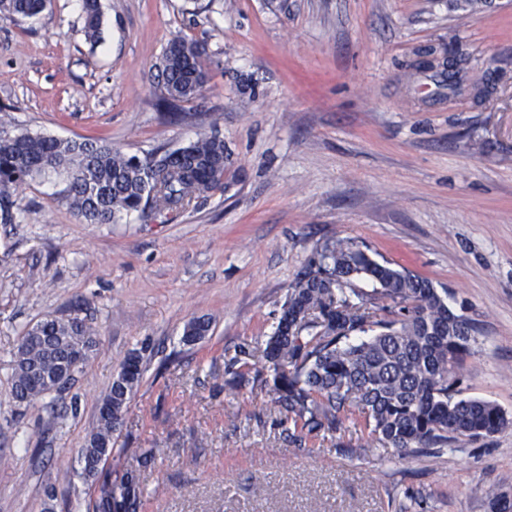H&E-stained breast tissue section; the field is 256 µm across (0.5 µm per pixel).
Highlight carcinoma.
Masks as SVG:
<instances>
[{
  "mask_svg": "<svg viewBox=\"0 0 512 512\" xmlns=\"http://www.w3.org/2000/svg\"><path fill=\"white\" fill-rule=\"evenodd\" d=\"M48 0H0V14L31 17ZM83 31L102 39L101 0H82ZM206 49L183 37L171 40L159 68L163 94L157 106L171 112L203 88ZM67 174V200L89 224H110L116 214L156 218L182 211L224 188V140L203 135L174 151L144 160L128 156L103 138L57 139L0 128V220L13 223L9 189L34 178ZM356 280L372 283L371 291ZM210 322L186 323L182 342L194 345ZM476 327L431 281L376 261L369 247L338 238L316 250L289 285L273 333L262 349L271 372L274 402L284 415L288 441L302 446L309 435L335 438L344 421L362 428L367 445L394 449L407 458L423 448H444L512 425L495 403L457 397L459 374L471 354ZM73 347L91 359L95 341L77 319L46 318L25 332L15 354L13 395L28 404L51 387L38 375L52 370ZM142 378L132 353L112 382L95 432L79 450L84 480L98 487L97 512H111L102 464L112 454V434ZM125 512H136L129 476L121 485Z\"/></svg>",
  "mask_w": 512,
  "mask_h": 512,
  "instance_id": "carcinoma-1",
  "label": "carcinoma"
}]
</instances>
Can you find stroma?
Segmentation results:
<instances>
[{"label": "stroma", "instance_id": "obj_1", "mask_svg": "<svg viewBox=\"0 0 512 512\" xmlns=\"http://www.w3.org/2000/svg\"><path fill=\"white\" fill-rule=\"evenodd\" d=\"M81 0L0 16V124L103 137L146 158L224 140V187L188 209L84 223L66 176L11 191L0 223V512H92L78 450L126 358L143 376L103 475L138 478L137 512H492L512 500V427L405 460L358 427L288 442L261 357L289 285L339 237L448 291L477 341L457 386L512 418V0ZM207 82L158 111L170 40ZM485 99L449 101L448 64ZM46 317L98 346L73 387L12 396L14 354ZM211 322L193 346L194 318ZM242 387H232L236 372ZM54 487L47 502L44 490ZM84 15L83 31L86 40L91 45L99 43L102 39V11L100 0H82Z\"/></svg>", "mask_w": 512, "mask_h": 512}]
</instances>
